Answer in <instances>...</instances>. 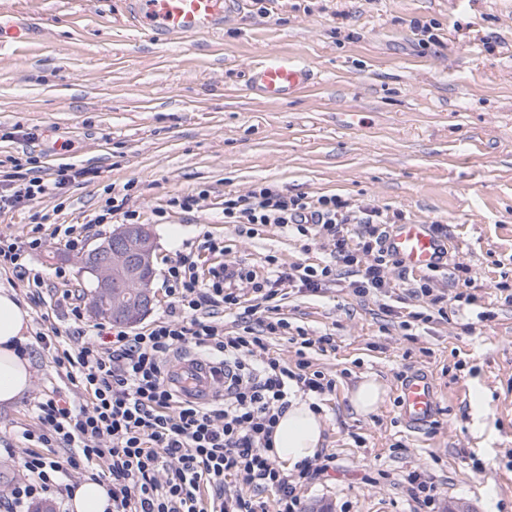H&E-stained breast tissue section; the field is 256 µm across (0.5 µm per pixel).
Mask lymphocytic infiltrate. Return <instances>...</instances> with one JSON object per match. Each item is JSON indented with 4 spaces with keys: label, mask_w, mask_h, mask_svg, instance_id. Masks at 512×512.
I'll return each mask as SVG.
<instances>
[{
    "label": "lymphocytic infiltrate",
    "mask_w": 512,
    "mask_h": 512,
    "mask_svg": "<svg viewBox=\"0 0 512 512\" xmlns=\"http://www.w3.org/2000/svg\"><path fill=\"white\" fill-rule=\"evenodd\" d=\"M22 163L0 173V214L62 195L78 178L73 168L53 177L28 176ZM224 221L239 226L273 224L306 237L319 231L331 246L324 266L273 264L265 275L247 266L219 263L200 277L192 254H177L166 275L169 307L137 333L113 325L67 349L60 331L36 341L51 355L57 373L82 392L74 402L55 393L35 404L37 427L25 430L23 480L11 485L7 512H24L60 498L66 479L90 474L107 483L112 512H301L295 479L320 472L304 462L285 474L270 454L280 415L296 394L318 397L335 383L307 362L289 367L274 357L257 358L268 336H284L288 322L280 303L288 291L316 293L355 273V294L385 293L393 256L385 246L390 218L375 206L351 208L331 195L310 200L271 185L224 195ZM243 324L228 333L217 309ZM201 348L224 368V398L207 405L177 400L166 382L168 362L186 345ZM240 490L224 494L226 479ZM274 491L273 502L243 495V488ZM215 489L204 497L205 489Z\"/></svg>",
    "instance_id": "f902f5d3"
}]
</instances>
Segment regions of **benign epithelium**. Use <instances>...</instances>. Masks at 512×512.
<instances>
[{"label": "benign epithelium", "mask_w": 512, "mask_h": 512, "mask_svg": "<svg viewBox=\"0 0 512 512\" xmlns=\"http://www.w3.org/2000/svg\"><path fill=\"white\" fill-rule=\"evenodd\" d=\"M154 249L151 231L129 224L83 257V263L94 267L96 293L110 300L115 313L132 320L150 308L152 278L142 276V269L152 264Z\"/></svg>", "instance_id": "obj_1"}]
</instances>
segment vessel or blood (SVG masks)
Segmentation results:
<instances>
[{
	"label": "vessel or blood",
	"instance_id": "1",
	"mask_svg": "<svg viewBox=\"0 0 512 512\" xmlns=\"http://www.w3.org/2000/svg\"><path fill=\"white\" fill-rule=\"evenodd\" d=\"M244 0H125L124 15L136 29L163 41L184 40L219 32L224 23L239 14ZM31 18L0 17V45L27 40ZM315 75L305 65L283 53H273L250 64L246 87L267 100H281L299 94L313 83ZM388 250L400 266L424 271L448 255L445 242L431 224L394 225L386 239ZM217 366L195 354L180 356L169 367L168 382L178 396L201 403L222 398ZM400 413L413 428L428 424L438 402L431 378L422 372L409 376L400 387Z\"/></svg>",
	"mask_w": 512,
	"mask_h": 512
}]
</instances>
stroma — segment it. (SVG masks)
Segmentation results:
<instances>
[{"instance_id": "1", "label": "stroma", "mask_w": 512, "mask_h": 512, "mask_svg": "<svg viewBox=\"0 0 512 512\" xmlns=\"http://www.w3.org/2000/svg\"><path fill=\"white\" fill-rule=\"evenodd\" d=\"M0 13L37 18L29 43L0 47V161L35 156L45 174L66 164L95 173L63 198L0 215V239L17 242L34 214L46 217L44 246L28 264L45 298L29 308L32 386L0 407V495L25 475L19 450L37 399L55 390L82 398L36 336L55 327L74 347L96 333V317L77 326L66 313V301L86 308L91 294L81 254L60 242L57 225L81 228L92 248L113 231L95 216L132 184L128 207L156 244L147 325L168 306L170 260L203 236L225 246L220 257L199 254L203 275L221 260L260 274L271 256L287 266L328 260L323 237L307 242L272 224L247 235L225 223V192L267 182L435 224L448 245L430 281L447 299L442 317L415 320L425 307L413 293L420 275L399 268L384 295L360 297L342 281L282 300L289 334L266 338L267 354L306 358L336 382L320 403L315 458L334 462L298 486L303 512H418L413 471L435 485V512H512V303L498 289L512 285V0H245L222 33L170 43L129 26L123 0H0ZM279 51L315 82L287 100L248 93L249 64ZM17 128L37 140L11 138ZM187 194L199 195L197 209L168 208ZM301 328L332 334L333 347L297 355L289 336ZM415 371L439 395L435 418L418 429L397 404ZM367 376L386 395L364 416L348 394Z\"/></svg>"}]
</instances>
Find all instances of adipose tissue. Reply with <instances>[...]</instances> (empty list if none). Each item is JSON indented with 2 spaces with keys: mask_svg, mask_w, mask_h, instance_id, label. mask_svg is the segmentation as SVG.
I'll return each instance as SVG.
<instances>
[{
  "mask_svg": "<svg viewBox=\"0 0 512 512\" xmlns=\"http://www.w3.org/2000/svg\"><path fill=\"white\" fill-rule=\"evenodd\" d=\"M30 314L16 295L0 290V405L19 401L32 382L29 357L17 354L27 343ZM324 423L309 401L294 399L280 416L271 441V454L288 469L312 459L324 441Z\"/></svg>",
  "mask_w": 512,
  "mask_h": 512,
  "instance_id": "1",
  "label": "adipose tissue"
}]
</instances>
